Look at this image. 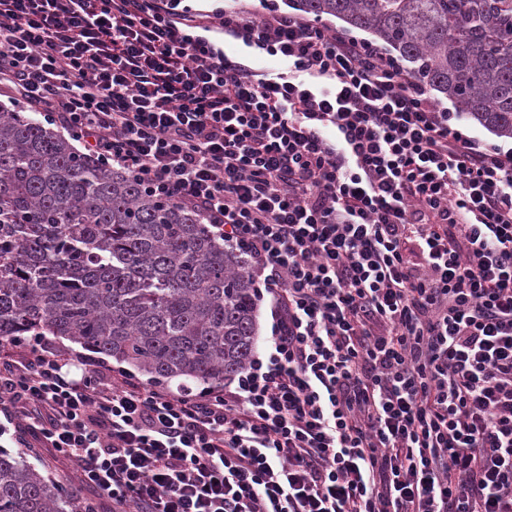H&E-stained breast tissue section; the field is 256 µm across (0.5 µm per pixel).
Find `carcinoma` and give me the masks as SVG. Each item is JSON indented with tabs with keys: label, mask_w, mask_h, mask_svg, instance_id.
Returning <instances> with one entry per match:
<instances>
[{
	"label": "carcinoma",
	"mask_w": 512,
	"mask_h": 512,
	"mask_svg": "<svg viewBox=\"0 0 512 512\" xmlns=\"http://www.w3.org/2000/svg\"><path fill=\"white\" fill-rule=\"evenodd\" d=\"M393 49L464 118L512 138V0H293ZM261 289L245 255L134 174L0 111V342L65 338L153 384L214 388L254 357ZM0 450V512H98Z\"/></svg>",
	"instance_id": "1"
}]
</instances>
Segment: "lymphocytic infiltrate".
<instances>
[{"instance_id": "f902f5d3", "label": "lymphocytic infiltrate", "mask_w": 512, "mask_h": 512, "mask_svg": "<svg viewBox=\"0 0 512 512\" xmlns=\"http://www.w3.org/2000/svg\"><path fill=\"white\" fill-rule=\"evenodd\" d=\"M0 92L243 250L273 321L198 392L0 344V438L112 512H512V148L269 5L0 0Z\"/></svg>"}]
</instances>
